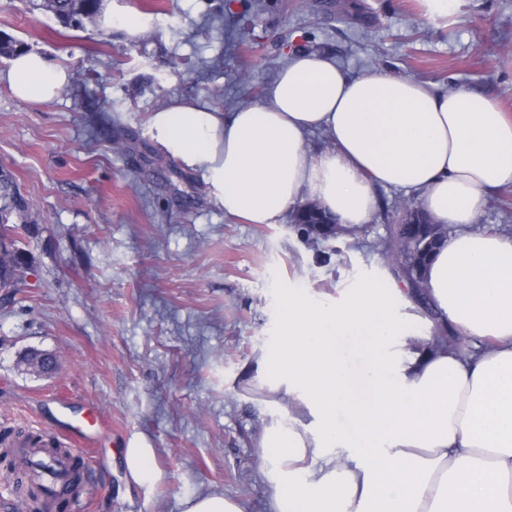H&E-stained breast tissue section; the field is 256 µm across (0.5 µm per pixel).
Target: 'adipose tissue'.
<instances>
[{
  "label": "adipose tissue",
  "instance_id": "obj_1",
  "mask_svg": "<svg viewBox=\"0 0 512 512\" xmlns=\"http://www.w3.org/2000/svg\"><path fill=\"white\" fill-rule=\"evenodd\" d=\"M16 98L44 101L64 68L17 53ZM164 152L199 170L225 214L274 224L301 199L339 224L366 223L377 189L419 194L453 226L430 258L431 303L473 349L426 348L398 310L411 290L357 283L336 304L292 288L281 331L262 351L254 388L287 397L266 428L270 512H512V238L474 230L486 194L512 185V119L492 97L432 89L382 71L349 75L330 56L292 54L261 103L232 112L173 98L152 112ZM324 133L328 150L306 138ZM365 367L349 372L343 341ZM126 477L152 490L155 451L124 450Z\"/></svg>",
  "mask_w": 512,
  "mask_h": 512
}]
</instances>
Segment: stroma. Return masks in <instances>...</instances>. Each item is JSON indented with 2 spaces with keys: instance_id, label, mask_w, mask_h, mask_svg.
<instances>
[{
  "instance_id": "1",
  "label": "stroma",
  "mask_w": 512,
  "mask_h": 512,
  "mask_svg": "<svg viewBox=\"0 0 512 512\" xmlns=\"http://www.w3.org/2000/svg\"><path fill=\"white\" fill-rule=\"evenodd\" d=\"M107 24L65 27L25 0H0V30L72 75L53 100L12 94L0 60V167L30 204L26 265L0 288V437L54 423V393L100 406L110 435L70 512H179L212 491L269 512L262 431L281 420L248 391L278 329L282 294L333 301L357 282L394 283L384 240L403 195L378 190L364 233L310 239L292 213L274 224L226 215L200 174L152 140L172 97L232 111L261 100L293 52L329 54L350 74L384 71L446 92L470 86L512 115V0H462L423 19L419 0H104ZM138 16L139 31L121 25ZM476 229L512 237V187L485 197ZM32 348L57 353L31 373ZM166 480L125 476L132 440Z\"/></svg>"
}]
</instances>
